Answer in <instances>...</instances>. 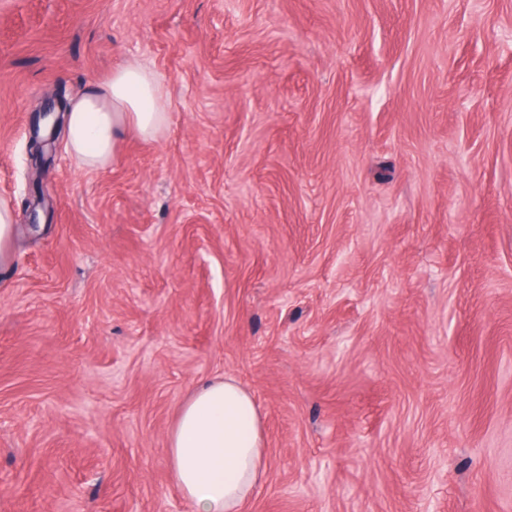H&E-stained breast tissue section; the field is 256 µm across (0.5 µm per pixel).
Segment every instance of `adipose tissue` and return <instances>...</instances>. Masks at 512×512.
<instances>
[{"label":"adipose tissue","mask_w":512,"mask_h":512,"mask_svg":"<svg viewBox=\"0 0 512 512\" xmlns=\"http://www.w3.org/2000/svg\"><path fill=\"white\" fill-rule=\"evenodd\" d=\"M169 120L155 74L133 61L71 103L67 148L81 169L102 170L115 160L126 132L153 140ZM168 454L172 478L197 512H241L268 469L253 393L230 376L202 381L178 410Z\"/></svg>","instance_id":"obj_1"}]
</instances>
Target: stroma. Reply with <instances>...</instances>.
<instances>
[{"label":"stroma","mask_w":512,"mask_h":512,"mask_svg":"<svg viewBox=\"0 0 512 512\" xmlns=\"http://www.w3.org/2000/svg\"><path fill=\"white\" fill-rule=\"evenodd\" d=\"M136 60L170 121L34 171ZM0 512H194L168 434L232 376L242 512H512V0H0ZM65 111L66 106L62 104L59 106L58 115L56 116L54 115L56 111L52 107H44L41 111L36 112L38 116L33 135L30 137L29 151L31 158L35 161L37 170H40L45 165L46 156L53 151V144L63 126ZM41 119L45 121V134L42 137L39 136V123ZM15 213L10 205L0 203V267H7L13 259Z\"/></svg>","instance_id":"stroma-1"}]
</instances>
